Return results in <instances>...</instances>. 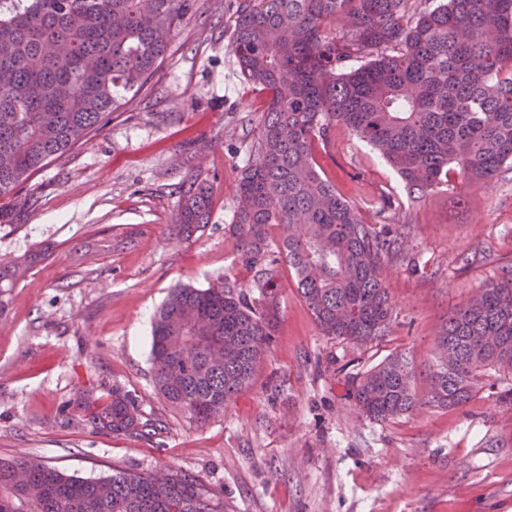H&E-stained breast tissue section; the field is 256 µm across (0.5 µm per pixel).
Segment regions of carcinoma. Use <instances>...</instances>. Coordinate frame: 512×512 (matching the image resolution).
I'll use <instances>...</instances> for the list:
<instances>
[{"label": "carcinoma", "instance_id": "1", "mask_svg": "<svg viewBox=\"0 0 512 512\" xmlns=\"http://www.w3.org/2000/svg\"><path fill=\"white\" fill-rule=\"evenodd\" d=\"M196 0H0V197L98 129L152 77ZM229 51L266 94L253 158L229 229L259 297L236 281L176 286L155 316L158 392L198 421L247 388L271 342L280 263L325 336L388 335L384 260L407 261V224H367L325 177L315 143L343 126L375 148L419 201L459 177L481 184L512 166V0H242ZM369 60L359 66V56ZM0 208V226L35 209ZM210 188L183 192L176 225L209 221ZM279 240L270 244V228ZM429 403L463 406L488 370L512 372V266L448 315L436 337ZM410 363L393 356L355 378L350 397L376 422L416 407ZM113 434L150 433L119 387L85 401ZM0 512H221L187 472L67 474L0 460Z\"/></svg>", "mask_w": 512, "mask_h": 512}]
</instances>
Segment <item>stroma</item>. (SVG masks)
<instances>
[{
	"label": "stroma",
	"mask_w": 512,
	"mask_h": 512,
	"mask_svg": "<svg viewBox=\"0 0 512 512\" xmlns=\"http://www.w3.org/2000/svg\"><path fill=\"white\" fill-rule=\"evenodd\" d=\"M240 2L197 0L151 80L19 187L38 207L0 227V263L47 256L0 289V460L82 477L180 470L224 512H512V403L501 397L512 375L490 373L462 407L428 402L440 326L512 264V171L413 202L370 145L335 127L317 152L328 180L365 223H380L386 202L389 218L409 222L415 266L385 265L389 335L365 347L323 335L284 265L248 389L204 422L156 391L151 319L170 290L253 284L228 231L263 106L228 50ZM197 180L211 189V218L188 239L175 217ZM393 355L413 365L417 407L374 422L349 387ZM116 386L154 434L105 435L76 419L77 401H107Z\"/></svg>",
	"instance_id": "obj_1"
}]
</instances>
